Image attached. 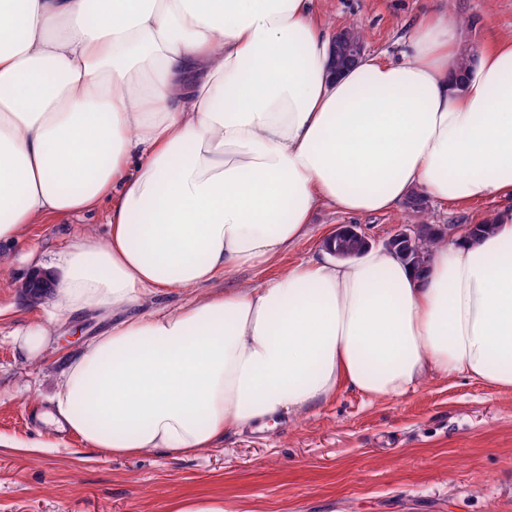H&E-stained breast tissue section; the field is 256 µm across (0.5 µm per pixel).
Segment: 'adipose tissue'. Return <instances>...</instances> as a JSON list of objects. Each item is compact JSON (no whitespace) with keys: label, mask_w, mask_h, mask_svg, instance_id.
<instances>
[{"label":"adipose tissue","mask_w":512,"mask_h":512,"mask_svg":"<svg viewBox=\"0 0 512 512\" xmlns=\"http://www.w3.org/2000/svg\"><path fill=\"white\" fill-rule=\"evenodd\" d=\"M457 27L431 15L400 60L336 73L312 0H0V246L109 208L107 237L55 260L49 324H112L70 357L50 422L112 456H184L345 386L512 391V210L439 236L420 268L324 249L207 290L277 263L321 206L512 199V39L460 72ZM49 324L17 335L29 358Z\"/></svg>","instance_id":"obj_1"}]
</instances>
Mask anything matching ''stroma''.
Listing matches in <instances>:
<instances>
[{"instance_id":"1","label":"stroma","mask_w":512,"mask_h":512,"mask_svg":"<svg viewBox=\"0 0 512 512\" xmlns=\"http://www.w3.org/2000/svg\"><path fill=\"white\" fill-rule=\"evenodd\" d=\"M313 11L334 34L359 26L367 51L391 59L434 12L457 19L464 47L512 37V0H313ZM347 221L319 209L308 236L277 265L212 287L259 285L317 254ZM107 223L104 207L51 218L0 247V512H169L173 499L211 497L223 498L226 512H512V392L462 377H432L399 400L345 388L302 418L271 420L179 458L112 457L48 423H28L31 411H49L68 354L112 315L80 316L54 331L39 358L26 359L15 336L47 321L52 300L25 293L24 256L50 260L84 232L106 234Z\"/></svg>"}]
</instances>
